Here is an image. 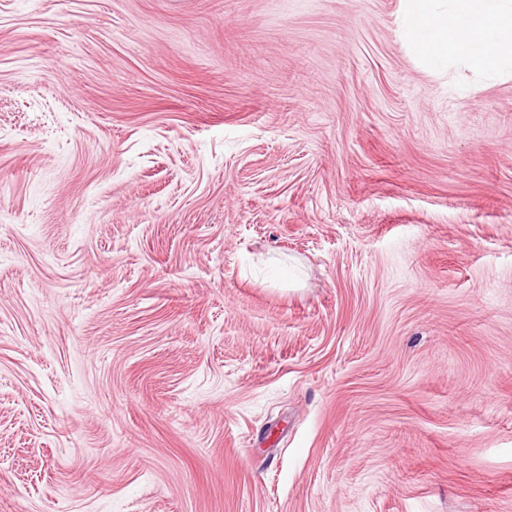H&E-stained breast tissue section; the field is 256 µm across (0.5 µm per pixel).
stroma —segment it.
Here are the masks:
<instances>
[{"label": "stroma", "mask_w": 512, "mask_h": 512, "mask_svg": "<svg viewBox=\"0 0 512 512\" xmlns=\"http://www.w3.org/2000/svg\"><path fill=\"white\" fill-rule=\"evenodd\" d=\"M401 0H0V512H512V79Z\"/></svg>", "instance_id": "obj_1"}]
</instances>
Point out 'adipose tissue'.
<instances>
[{
    "instance_id": "obj_1",
    "label": "adipose tissue",
    "mask_w": 512,
    "mask_h": 512,
    "mask_svg": "<svg viewBox=\"0 0 512 512\" xmlns=\"http://www.w3.org/2000/svg\"><path fill=\"white\" fill-rule=\"evenodd\" d=\"M403 22L428 64L457 58L479 75L512 72V0H404Z\"/></svg>"
}]
</instances>
